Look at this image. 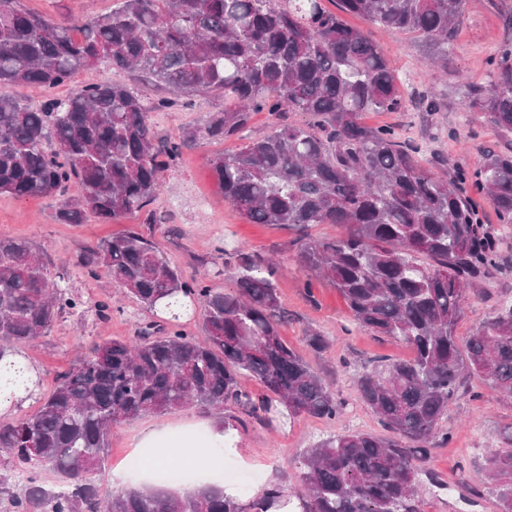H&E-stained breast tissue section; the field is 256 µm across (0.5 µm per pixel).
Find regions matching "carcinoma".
<instances>
[{
	"instance_id": "carcinoma-1",
	"label": "carcinoma",
	"mask_w": 512,
	"mask_h": 512,
	"mask_svg": "<svg viewBox=\"0 0 512 512\" xmlns=\"http://www.w3.org/2000/svg\"><path fill=\"white\" fill-rule=\"evenodd\" d=\"M365 22L410 33L436 48L448 70L450 45L465 0H339ZM0 0V194L61 196L60 224L88 215L116 222L157 198L165 167L198 139L238 135L252 114L273 117L270 133L209 159L224 201L252 224L296 233L299 271L343 297L352 320L372 336L407 344L414 355L359 375V398L393 437L343 431L303 451V512H424L419 474L467 370L512 396V305L488 316L460 348L455 328L471 286L496 264L500 238L472 194L498 223L512 226V149L493 152L472 173L439 174L390 128H370L363 114L404 105L399 79L362 28L348 27L322 0H118L84 25ZM107 62L167 95L149 99L127 84L93 80L65 98L52 91L79 70ZM490 79L465 85L460 106L512 134V39L488 60ZM42 91L32 108L11 89ZM220 92L224 110L204 126L158 141L150 113L177 100ZM289 112L305 115L289 122ZM317 224H338L331 240ZM426 257L429 262L421 261ZM235 288L186 277L159 243L136 229L89 247L85 273L105 271L142 307L165 319L131 339L102 338L84 348L29 415L0 421V449L19 468L0 476L9 512H246L224 488L202 484L185 496L132 484L104 499L92 474L105 466L112 427L150 413L195 406L225 424L224 410L288 419H336L343 402L292 347L273 282L275 263L240 254ZM202 309L199 338L181 318ZM112 316V301L80 302L51 279L27 240L0 236V361L47 334L65 312ZM260 385L244 390L241 376ZM491 449L488 471L500 488L499 512H512V423ZM63 484L47 486L42 474ZM282 494L252 501L255 512Z\"/></svg>"
}]
</instances>
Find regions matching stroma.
I'll use <instances>...</instances> for the list:
<instances>
[{"label":"stroma","mask_w":512,"mask_h":512,"mask_svg":"<svg viewBox=\"0 0 512 512\" xmlns=\"http://www.w3.org/2000/svg\"><path fill=\"white\" fill-rule=\"evenodd\" d=\"M22 3L56 19L77 20L72 35L80 39L84 36L83 23L111 11L115 0ZM370 32L400 79L405 103L396 112L367 113L369 125L392 127L401 140L418 148L423 161L437 155L452 168L475 169L486 154L511 143L483 119L463 111L460 100L465 83L487 81L489 56L512 37V0H467L444 75L431 66L433 49L419 38L376 26ZM430 98L437 101L436 111L426 109ZM223 108L224 97L217 93L195 98L189 108L175 106L152 113L151 121L160 137L173 138L183 127L202 125L209 113ZM241 139L198 140L193 149L185 151L164 172V189L155 201L135 217L118 223L104 224L91 218L82 224H60L53 218L58 199L0 195V235L30 240L42 253L51 277H64L75 295L91 301L106 297L112 300L114 312L109 322L66 313L50 333L20 347L24 362L35 376L41 377L46 391L51 389L56 373L73 364L92 339L130 338L140 324L153 318L107 275L88 278L82 274L78 259L88 244L134 227L154 235L173 265L188 274L208 275L215 286L228 290L234 286L238 250L274 257V280L288 317L281 334L301 352L306 349V331L328 337L330 348L311 356L310 362L335 390L343 411L332 421L312 417L292 422L283 418L266 422L246 419L235 427L240 453L225 455L224 465L256 477L247 489H236L239 502L251 500L273 480L289 500L288 512H301L303 450L344 430L387 436V429L358 399L355 381L362 372L410 358L412 352L405 345L369 335L356 326L336 288L318 282L312 290L303 288L304 275L294 263V232L270 224L249 223L225 202L208 160L214 154L235 151ZM223 242L228 250L221 254L217 247ZM476 286L481 297L466 306L456 327V334L463 341L495 308L512 301V233L503 236L491 275L477 281ZM212 422V415L192 406L123 421L113 427L107 466L94 474L93 480L106 496L132 482L145 484V477L124 467L126 454L136 451L149 435L187 424L206 431ZM509 423L512 397L497 392L485 378L463 374L443 423L450 440L432 446L428 472L420 478L425 512H498L497 493L486 477V467L490 449L499 444V429Z\"/></svg>","instance_id":"1"}]
</instances>
